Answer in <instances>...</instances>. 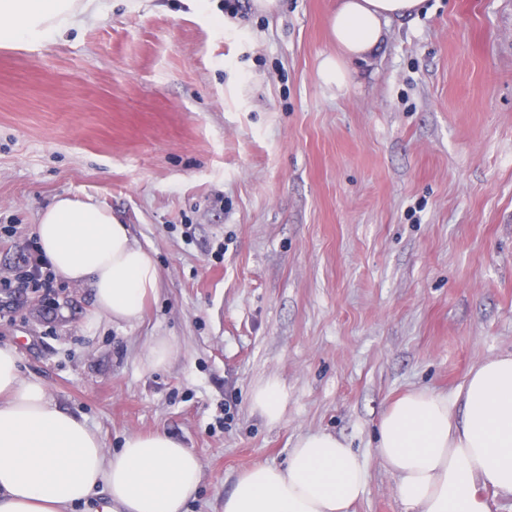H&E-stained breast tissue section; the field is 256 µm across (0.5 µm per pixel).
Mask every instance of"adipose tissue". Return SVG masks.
I'll return each mask as SVG.
<instances>
[{"instance_id":"ef3b65f1","label":"adipose tissue","mask_w":512,"mask_h":512,"mask_svg":"<svg viewBox=\"0 0 512 512\" xmlns=\"http://www.w3.org/2000/svg\"><path fill=\"white\" fill-rule=\"evenodd\" d=\"M95 0H0V45L73 25ZM424 0H339L330 17L338 55L325 57L326 84L345 88L348 65L375 53L392 18L420 14ZM35 234L57 278L88 285L112 323L142 319L159 271L111 210L67 196L39 214ZM288 392L276 378L256 385L251 410L282 421ZM376 453L396 478L407 512H490L486 492L512 496V354L470 370L452 396L414 390L390 405ZM363 458L329 433L298 438L284 465L241 471L224 512H350L366 483ZM202 479L199 457L162 431L135 434L116 451L47 387L24 377L17 350L0 346V512H71L104 491L101 512H185Z\"/></svg>"}]
</instances>
